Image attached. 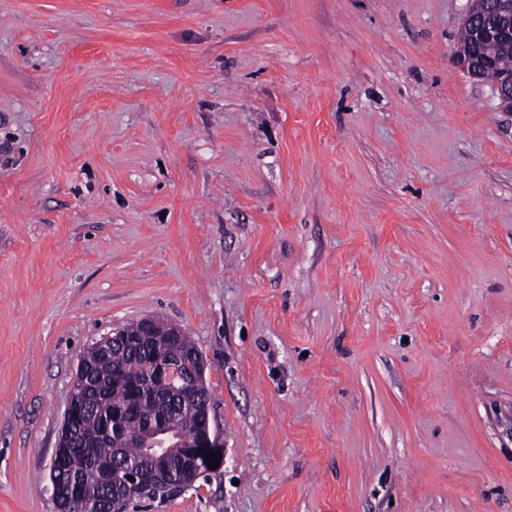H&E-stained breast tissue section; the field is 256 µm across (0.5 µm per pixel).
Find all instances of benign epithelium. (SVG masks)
Wrapping results in <instances>:
<instances>
[{"instance_id":"7a95c632","label":"benign epithelium","mask_w":512,"mask_h":512,"mask_svg":"<svg viewBox=\"0 0 512 512\" xmlns=\"http://www.w3.org/2000/svg\"><path fill=\"white\" fill-rule=\"evenodd\" d=\"M496 13L497 21L491 28L478 24L471 16H464L475 41L482 43L512 37V0H497ZM456 62L472 78L490 85L498 93L502 111L512 112V74H495V65L490 58L477 59L469 51L456 52ZM182 335L184 332L180 326L170 323L162 329L150 318L134 320L112 330V339L119 344H147L159 352L174 348ZM205 370V360L198 351L191 354V368L186 376L181 373L176 356L172 354L153 362L151 374L155 383H176L178 387L161 399L158 415L144 422L136 431L129 433L118 427L103 429L80 449L82 461L94 459L97 440L108 433L118 444L128 439L143 448L141 464L125 461L119 456L121 449H115L117 456L102 469L104 492L93 502L86 496L78 476L74 475V466L79 459L73 452L76 424L85 411V402L77 392L87 385L90 378L87 365L80 363L58 433L51 468V494L59 512H89L92 505L95 512H127V504L135 498H146L160 490L187 491L201 480L220 475L224 469V441L211 426ZM178 402L184 405L191 403L197 410L196 421L183 431L175 428L169 418L174 404ZM213 452L221 453L217 457L219 467L215 470L207 465V458Z\"/></svg>"}]
</instances>
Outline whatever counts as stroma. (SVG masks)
Returning a JSON list of instances; mask_svg holds the SVG:
<instances>
[{
  "mask_svg": "<svg viewBox=\"0 0 512 512\" xmlns=\"http://www.w3.org/2000/svg\"><path fill=\"white\" fill-rule=\"evenodd\" d=\"M469 0H0V512L77 366L207 361L224 474L128 512H512V112ZM457 64L472 78L481 83L489 84L497 93L500 99L499 108L504 112H512V74L495 75V65L488 57L475 58L471 50L462 52L456 51ZM509 90L502 92V86Z\"/></svg>",
  "mask_w": 512,
  "mask_h": 512,
  "instance_id": "obj_1",
  "label": "stroma"
}]
</instances>
